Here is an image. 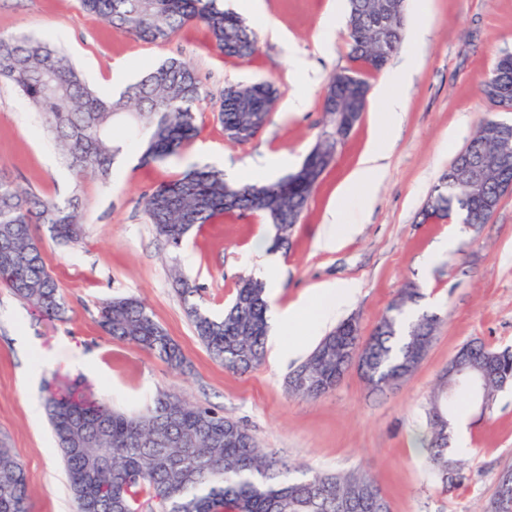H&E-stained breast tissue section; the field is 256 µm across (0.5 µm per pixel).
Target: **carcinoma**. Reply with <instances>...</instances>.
Masks as SVG:
<instances>
[{
    "mask_svg": "<svg viewBox=\"0 0 512 512\" xmlns=\"http://www.w3.org/2000/svg\"><path fill=\"white\" fill-rule=\"evenodd\" d=\"M82 7L113 28L154 45H163L184 26L204 23L215 47L227 58L249 59L258 36L239 14L219 0H80ZM395 6L389 39L375 40L374 21ZM405 0H349L348 55L353 67L346 80L331 78L326 100H339L358 121L369 91L367 75L381 71L402 44ZM0 79L10 82L42 118L69 168L79 176L107 179L123 151L113 131L122 127L141 148L144 163L177 155L197 128L195 110L204 92L194 70L168 59L116 98L100 95L83 79L71 59L49 35H0ZM503 97L512 99V53L501 55L486 77ZM277 98L268 82L231 85L219 102L224 137L235 144L252 141L268 123ZM484 121L455 167L443 173L425 204L426 220L459 219V210L487 223L497 202L495 188L512 179V166L493 164L501 148L512 152V128L495 131ZM336 141L325 137L292 173L272 182L235 184L224 171L194 167L145 196V213L157 234L178 248L198 224L220 215H262L288 247L324 170L333 161ZM44 224L64 243L82 237L78 203L46 200L13 180L0 177V283L35 314L61 319L66 304L47 268L39 240L31 230ZM181 286L194 333L225 369L246 373L264 358L268 333L266 284L245 278L224 317L215 318L196 302L198 289L173 269ZM421 298L405 288L360 345V329L350 319L336 326L289 377L288 392L316 399L330 391L354 363L376 388L405 379L421 364L439 320L422 313L408 318V305ZM104 331L133 342L171 366L184 358L176 343L137 299L116 297L98 309ZM465 369L486 376L484 396L491 404L512 379V350L480 340L464 344L453 357ZM472 400L463 384L439 383L427 410L426 452L434 480L445 489L460 485L462 469L449 457L448 435L464 402ZM45 411L70 482L76 512H140L142 499L155 512H383L384 493L364 469L304 472L287 459L260 447L250 430L215 408L190 405L160 390L136 415L112 409L77 380L49 388ZM0 512H30V493L21 459L0 446Z\"/></svg>",
    "mask_w": 512,
    "mask_h": 512,
    "instance_id": "1",
    "label": "carcinoma"
}]
</instances>
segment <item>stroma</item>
Masks as SVG:
<instances>
[{"label":"stroma","instance_id":"obj_1","mask_svg":"<svg viewBox=\"0 0 512 512\" xmlns=\"http://www.w3.org/2000/svg\"><path fill=\"white\" fill-rule=\"evenodd\" d=\"M336 0H262L247 13L258 33L248 60L224 58L208 28L187 26L164 45L113 29L79 0H0V35L53 33L86 82L118 94L174 57L196 72L205 100L196 111L197 136L176 157L142 163L128 144L111 178H80L64 166L40 116L16 89L0 82V174L40 197L83 202L84 235L62 243L45 225L32 227L69 310L60 320L35 315L0 284V444L22 460L32 512H75L55 439L47 423L46 384L81 379L113 408L135 413L163 388L191 404L222 410L244 422L261 447L320 470L364 468L381 485L391 512H483L499 473L512 467V388L488 409L465 405L451 446L465 479L445 490L432 478L421 447L429 398L443 369L467 342L512 347V194L487 223H421L419 212L481 121L502 117L483 82L512 52V0H406L405 30L422 38L402 45L371 86L405 71L403 119L380 160L379 181L367 206L350 205L356 232L335 249L320 245L324 215L338 188L359 164L384 104L369 96L359 121L336 148L288 248L275 245L260 216L215 218L194 228L181 249L157 235L144 197L196 166L222 169L243 184L290 173L327 128L325 85L348 68L347 31L324 39ZM272 82L278 90L269 123L251 142H228L214 107L225 87ZM301 111H290L296 100ZM455 244L433 264L426 255L444 238ZM281 258L276 303L312 298L324 283L356 285L336 320L356 319L362 336L407 284L423 294L415 311L438 314L434 343L419 368L397 386L373 389L350 368L334 390L310 400L289 394L288 375L322 336L298 327L283 344L267 345L262 365L239 374L214 361L195 336L171 276L178 267L200 289L203 309L223 315L241 277L252 275L261 251ZM141 300L186 358L185 371L153 353L107 336L98 324L104 299Z\"/></svg>","mask_w":512,"mask_h":512}]
</instances>
